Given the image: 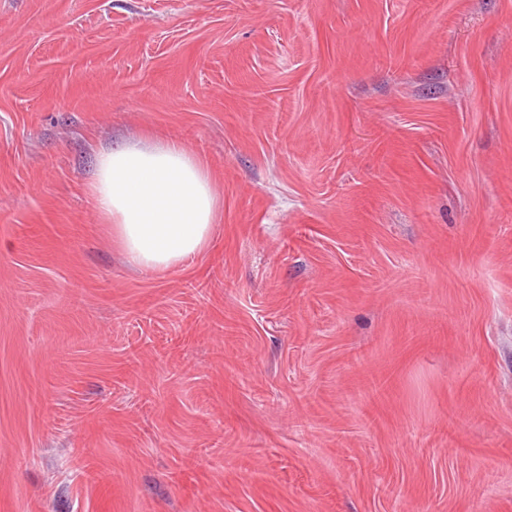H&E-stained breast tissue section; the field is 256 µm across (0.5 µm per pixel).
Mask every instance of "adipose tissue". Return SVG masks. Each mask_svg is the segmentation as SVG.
<instances>
[{
    "label": "adipose tissue",
    "mask_w": 512,
    "mask_h": 512,
    "mask_svg": "<svg viewBox=\"0 0 512 512\" xmlns=\"http://www.w3.org/2000/svg\"><path fill=\"white\" fill-rule=\"evenodd\" d=\"M90 193L126 262L157 273L205 251L220 209L206 163L174 140L101 150Z\"/></svg>",
    "instance_id": "ef3b65f1"
}]
</instances>
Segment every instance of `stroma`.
I'll list each match as a JSON object with an SVG mask.
<instances>
[{
  "instance_id": "obj_1",
  "label": "stroma",
  "mask_w": 512,
  "mask_h": 512,
  "mask_svg": "<svg viewBox=\"0 0 512 512\" xmlns=\"http://www.w3.org/2000/svg\"><path fill=\"white\" fill-rule=\"evenodd\" d=\"M148 136L222 197L164 273ZM0 512H512V0H0ZM90 193L126 262L157 273L205 251L220 209L207 164L174 140L101 150Z\"/></svg>"
}]
</instances>
